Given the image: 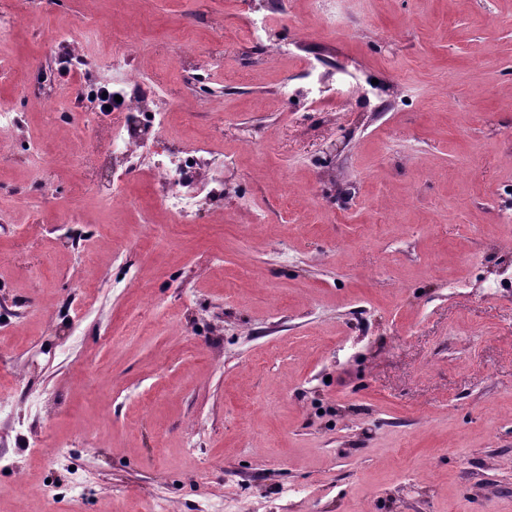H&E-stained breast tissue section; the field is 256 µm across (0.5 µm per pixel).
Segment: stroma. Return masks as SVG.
<instances>
[{"instance_id":"stroma-1","label":"stroma","mask_w":512,"mask_h":512,"mask_svg":"<svg viewBox=\"0 0 512 512\" xmlns=\"http://www.w3.org/2000/svg\"><path fill=\"white\" fill-rule=\"evenodd\" d=\"M21 10L0 512H512V0H0ZM117 33L152 77L138 125L167 115L135 168L75 105ZM189 144L224 165L181 224L153 173Z\"/></svg>"}]
</instances>
